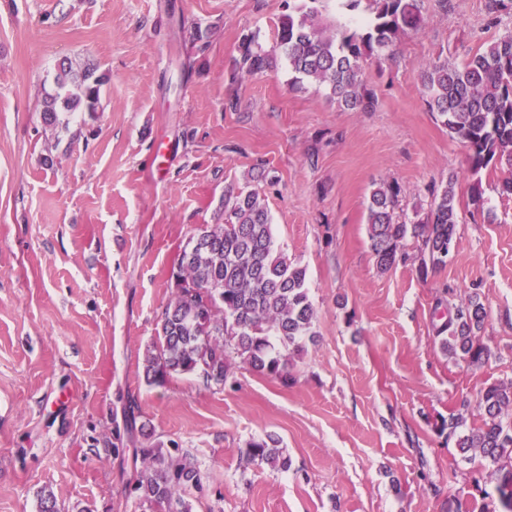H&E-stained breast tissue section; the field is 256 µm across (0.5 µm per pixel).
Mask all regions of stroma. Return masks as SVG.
Listing matches in <instances>:
<instances>
[{
  "instance_id": "35a3bbf8",
  "label": "stroma",
  "mask_w": 512,
  "mask_h": 512,
  "mask_svg": "<svg viewBox=\"0 0 512 512\" xmlns=\"http://www.w3.org/2000/svg\"><path fill=\"white\" fill-rule=\"evenodd\" d=\"M287 0H0V512H149L137 451L199 466L189 512H480L488 462L440 424H479L481 392L512 381V168L475 180L464 144L430 111L423 62L463 61L512 31L486 0H423V23L367 60L374 112L327 87H292L286 61L234 72L240 36L276 44ZM109 81L94 114L41 120L64 61ZM236 110H227L228 101ZM455 179L445 267L380 271L365 208L397 184L406 219ZM480 183L482 211L468 206ZM259 191L279 248L305 267L317 312L294 381L235 364L224 387L148 383L146 349L178 256L226 186ZM476 298L484 364L445 355L432 321ZM136 400V422L124 411ZM278 440L288 470L247 459Z\"/></svg>"
}]
</instances>
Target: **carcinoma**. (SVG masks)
Returning a JSON list of instances; mask_svg holds the SVG:
<instances>
[{
	"label": "carcinoma",
	"mask_w": 512,
	"mask_h": 512,
	"mask_svg": "<svg viewBox=\"0 0 512 512\" xmlns=\"http://www.w3.org/2000/svg\"><path fill=\"white\" fill-rule=\"evenodd\" d=\"M302 0L278 24L276 50L263 49L253 33L241 35L235 71L257 75L283 57L292 83L314 81L326 86L336 102L355 112H374L378 98L362 78V63L389 49L409 30L420 27V0H372L367 26L331 30L317 3ZM428 105L467 147L468 168L477 175L497 165L512 166V32L495 39L460 64L435 60L421 65ZM103 75L97 67L63 62L54 78L42 121L55 126L72 112L97 111ZM399 186L375 188L367 206L371 249L379 270L409 259L407 239L418 242L421 277L446 265L454 247L458 200L455 181L432 192L424 218L406 222L400 215ZM173 297L162 312L157 341L146 350L145 376L162 383L173 374H189L207 387L224 385L235 359L283 383L291 380L288 363L312 335L315 310L306 269L288 259L276 244L271 218L256 190L224 189L215 223L191 238L181 252ZM486 316L482 303L469 300L455 314L434 325L443 350L461 355L473 366L486 360L487 349L476 336ZM482 426L462 433L457 447L474 451L492 466L499 509L512 512V382L486 387L479 402ZM250 460L286 470L288 456L269 438L253 442ZM149 462L135 486L151 512H181L179 494L202 489V476L184 455L159 448L141 449Z\"/></svg>",
	"instance_id": "carcinoma-1"
}]
</instances>
